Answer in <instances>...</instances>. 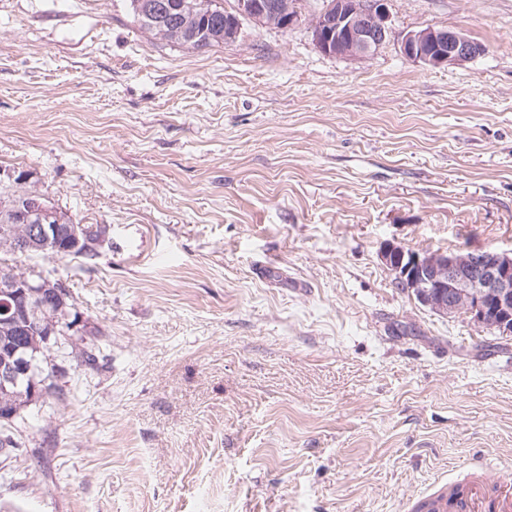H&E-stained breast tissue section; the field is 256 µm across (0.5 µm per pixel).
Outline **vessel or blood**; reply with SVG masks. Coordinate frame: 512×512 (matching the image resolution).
I'll return each mask as SVG.
<instances>
[{
	"instance_id": "1",
	"label": "vessel or blood",
	"mask_w": 512,
	"mask_h": 512,
	"mask_svg": "<svg viewBox=\"0 0 512 512\" xmlns=\"http://www.w3.org/2000/svg\"><path fill=\"white\" fill-rule=\"evenodd\" d=\"M489 463L474 458L467 474L451 483L449 494H437L428 501L433 512H512V478L488 484Z\"/></svg>"
}]
</instances>
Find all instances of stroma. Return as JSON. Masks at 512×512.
Instances as JSON below:
<instances>
[{
    "label": "stroma",
    "mask_w": 512,
    "mask_h": 512,
    "mask_svg": "<svg viewBox=\"0 0 512 512\" xmlns=\"http://www.w3.org/2000/svg\"><path fill=\"white\" fill-rule=\"evenodd\" d=\"M299 2L196 51L128 0H0V167L110 227L93 261H30L105 360L24 410L0 512H411L473 456L512 474V336L381 260L512 251V0H387L355 59ZM426 27L486 52L404 58Z\"/></svg>",
    "instance_id": "obj_1"
}]
</instances>
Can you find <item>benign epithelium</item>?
Returning a JSON list of instances; mask_svg holds the SVG:
<instances>
[{"mask_svg": "<svg viewBox=\"0 0 512 512\" xmlns=\"http://www.w3.org/2000/svg\"><path fill=\"white\" fill-rule=\"evenodd\" d=\"M386 0H326L325 8L312 23L317 47L336 56L366 57L388 38ZM299 14L298 6L281 7L276 0H237L236 14L230 17L229 34L224 44H234L240 34L239 17L261 25L275 22L288 27ZM402 54L413 61L437 68L464 64L482 55L481 45L461 31L427 27L406 34L401 41ZM0 184L24 186V203L16 206L10 222L0 226V250L22 251L33 257L57 248L58 236L66 234L69 250L86 252L91 243L85 227L72 221L46 193L41 191L28 170H0ZM381 257L395 276L423 305L445 314L462 313L471 321L512 335V253L496 251L435 253L388 244ZM69 290L52 287V282L33 268L11 271L0 279V295L28 302L40 297L42 304L53 305ZM59 333L69 340L86 332L71 317L59 318ZM33 369L20 361L0 363V420L12 421L19 400L40 402L36 388L28 395L16 394L20 377Z\"/></svg>", "mask_w": 512, "mask_h": 512, "instance_id": "1", "label": "benign epithelium"}]
</instances>
